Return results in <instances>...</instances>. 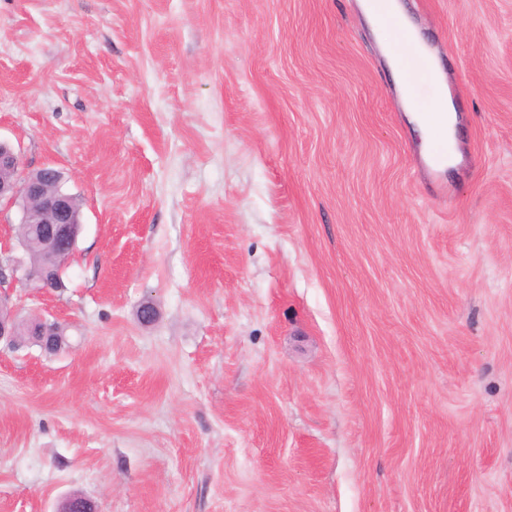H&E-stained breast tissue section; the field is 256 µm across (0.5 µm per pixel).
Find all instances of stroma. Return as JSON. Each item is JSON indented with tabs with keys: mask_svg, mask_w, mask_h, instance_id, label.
<instances>
[{
	"mask_svg": "<svg viewBox=\"0 0 512 512\" xmlns=\"http://www.w3.org/2000/svg\"><path fill=\"white\" fill-rule=\"evenodd\" d=\"M401 2L450 173L358 0H0V138L83 222L0 284L68 340L0 350V512H512V0ZM408 108L416 127L425 140L433 138L435 131L442 134L446 139L449 138L455 143V110L452 105H448V96L438 95L430 104H420L413 102L408 96ZM429 112L439 113L446 119V123L434 124L428 119ZM435 130V131H434ZM9 270L13 279H21L28 285L30 288H35L37 290H42L44 288H48L43 286L45 281L44 278L46 276V272L41 269L30 268L22 264L18 259H10L4 265H1V275L2 279L5 276V271ZM47 278L50 281L52 286H62L61 278L57 279L53 273V270L48 272Z\"/></svg>",
	"mask_w": 512,
	"mask_h": 512,
	"instance_id": "1",
	"label": "stroma"
}]
</instances>
